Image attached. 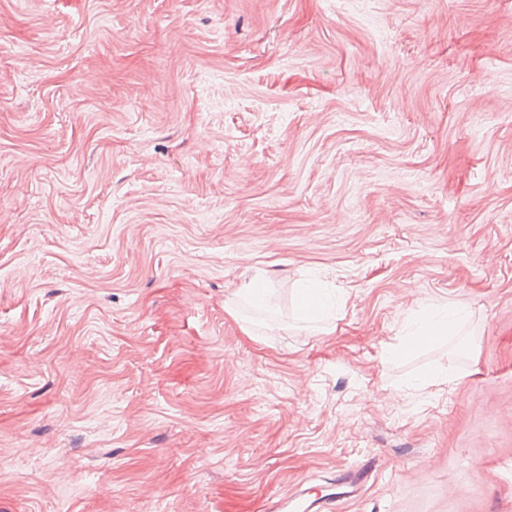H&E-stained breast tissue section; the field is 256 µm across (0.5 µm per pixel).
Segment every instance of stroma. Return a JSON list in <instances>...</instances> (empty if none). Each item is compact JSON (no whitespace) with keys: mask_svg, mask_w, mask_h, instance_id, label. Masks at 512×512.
Here are the masks:
<instances>
[{"mask_svg":"<svg viewBox=\"0 0 512 512\" xmlns=\"http://www.w3.org/2000/svg\"><path fill=\"white\" fill-rule=\"evenodd\" d=\"M365 462L336 512H512V0H0V512ZM270 288L269 279L257 273L239 288L236 297L248 301L256 308H264L267 306ZM327 297L316 286H307L297 295V307L307 321L318 320L327 306ZM464 317L461 310L450 313L447 310L427 315L421 320L419 326L408 335L407 339L395 347V353L411 355L425 346L445 340L447 336L454 335Z\"/></svg>","mask_w":512,"mask_h":512,"instance_id":"35a3bbf8","label":"stroma"}]
</instances>
